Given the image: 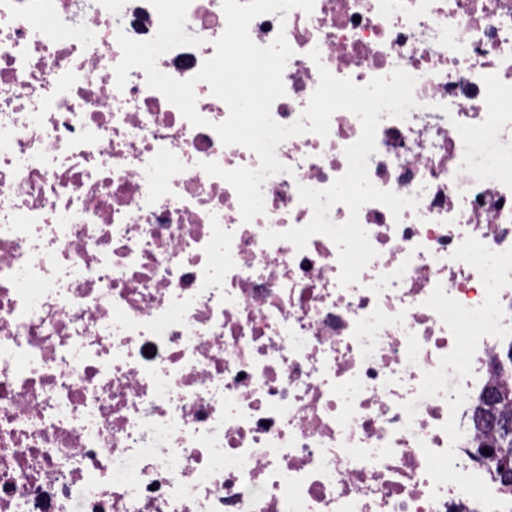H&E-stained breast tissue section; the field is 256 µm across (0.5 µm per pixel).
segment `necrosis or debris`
I'll return each mask as SVG.
<instances>
[{"mask_svg": "<svg viewBox=\"0 0 512 512\" xmlns=\"http://www.w3.org/2000/svg\"><path fill=\"white\" fill-rule=\"evenodd\" d=\"M158 25L149 0H0V512H460L466 497L502 512L462 448L467 400L512 335V167L487 175L469 152L483 130L512 144L495 102L512 87V0H314L251 22L256 44L281 32L293 50L280 124L323 68L417 79L368 172L418 205L398 221L362 207L377 256L347 287L328 237L299 252L264 233L311 220L298 188L346 172L358 117L281 143L291 171L243 222L201 165L259 160L221 143L209 85L203 127L142 70L116 86L118 33ZM225 28L222 0H191L202 43L158 68L192 78Z\"/></svg>", "mask_w": 512, "mask_h": 512, "instance_id": "4bbe7bcc", "label": "necrosis or debris"}]
</instances>
